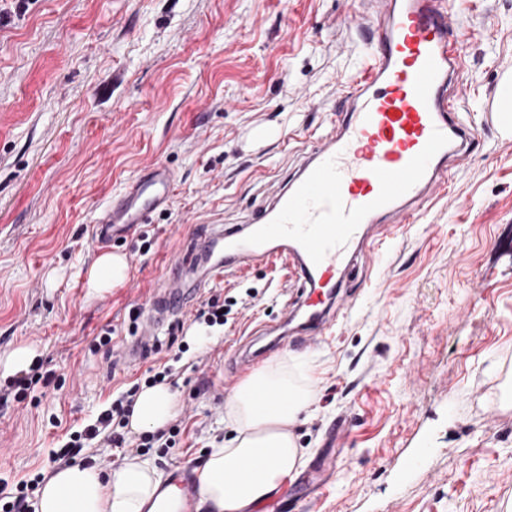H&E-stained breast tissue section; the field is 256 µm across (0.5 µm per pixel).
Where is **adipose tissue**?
<instances>
[{
	"label": "adipose tissue",
	"mask_w": 512,
	"mask_h": 512,
	"mask_svg": "<svg viewBox=\"0 0 512 512\" xmlns=\"http://www.w3.org/2000/svg\"><path fill=\"white\" fill-rule=\"evenodd\" d=\"M128 273L124 255L99 254L87 272L88 295L111 293L126 282ZM260 391L273 394V402L259 403ZM311 396L310 389L277 368H262L241 381L227 404L235 434L213 447L196 471L199 505L209 512H251L296 475L303 450L291 427ZM176 410L168 385L143 388L129 426L135 432L162 429ZM160 484L150 461L137 457L108 472L95 465L62 466L40 484L36 512H154Z\"/></svg>",
	"instance_id": "obj_1"
}]
</instances>
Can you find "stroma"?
I'll list each match as a JSON object with an SVG mask.
<instances>
[{
	"label": "stroma",
	"mask_w": 512,
	"mask_h": 512,
	"mask_svg": "<svg viewBox=\"0 0 512 512\" xmlns=\"http://www.w3.org/2000/svg\"><path fill=\"white\" fill-rule=\"evenodd\" d=\"M370 0H0V353L36 349L49 385L0 402V487L48 474L53 450L115 394L171 355L202 351L173 389L181 432L152 449L160 474L200 467L232 434L231 371L265 325L284 321L298 283L279 262L210 280L244 296L225 326H165L135 364L129 339L172 257L209 224L242 228L268 200L261 171L291 172L334 129L363 66ZM465 31L464 117L473 148L442 198L359 260L336 320L311 349H280L312 391L292 425L305 454L258 512H507L512 507V116L483 107L512 85V0H451ZM178 181L146 229L112 245L130 276L87 297L99 207L139 170ZM112 349L92 350L103 328Z\"/></svg>",
	"instance_id": "1"
}]
</instances>
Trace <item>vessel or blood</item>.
Masks as SVG:
<instances>
[{"instance_id":"1","label":"vessel or blood","mask_w":512,"mask_h":512,"mask_svg":"<svg viewBox=\"0 0 512 512\" xmlns=\"http://www.w3.org/2000/svg\"><path fill=\"white\" fill-rule=\"evenodd\" d=\"M368 62L339 99L334 134L314 146L287 179L274 180L272 200L250 220L247 237L210 230L174 262L160 290L144 305L140 337L126 343L127 360H140L147 339L182 312L205 266L223 276L254 262L282 260L302 280L308 311L296 345L322 338L330 304L355 253L373 249L382 219L405 224L437 200L450 179L448 162L461 157L472 133L459 117L466 80V34L451 20L448 0H377ZM175 171L157 165L132 178L101 206L99 245L149 223L165 208ZM159 512H192L181 468H173Z\"/></svg>"}]
</instances>
